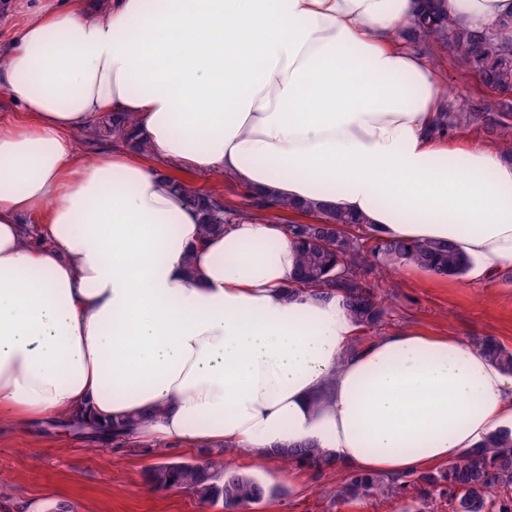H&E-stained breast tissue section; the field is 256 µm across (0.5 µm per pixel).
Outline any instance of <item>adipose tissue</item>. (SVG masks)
Listing matches in <instances>:
<instances>
[{
    "instance_id": "ef3b65f1",
    "label": "adipose tissue",
    "mask_w": 512,
    "mask_h": 512,
    "mask_svg": "<svg viewBox=\"0 0 512 512\" xmlns=\"http://www.w3.org/2000/svg\"><path fill=\"white\" fill-rule=\"evenodd\" d=\"M423 0H71L0 50V421L135 420V438L260 461L310 443L401 476L512 424V375L404 327L349 352L340 298L291 292L266 211L204 237L169 179L340 208L371 233L441 241L472 281L512 268V152L435 131L443 79L398 43ZM477 31L512 0H438ZM146 149L88 154L101 115ZM98 123L91 129L77 136V147L82 151L92 152L95 149L105 146L123 147L121 144L117 146L113 139L101 137L99 133L108 137L116 135L123 144L135 145L141 140L142 134L138 130L136 124L126 116L109 115L108 122L103 124V132L97 130Z\"/></svg>"
}]
</instances>
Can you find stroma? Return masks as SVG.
<instances>
[{"label":"stroma","mask_w":512,"mask_h":512,"mask_svg":"<svg viewBox=\"0 0 512 512\" xmlns=\"http://www.w3.org/2000/svg\"><path fill=\"white\" fill-rule=\"evenodd\" d=\"M453 105L487 96L478 73L463 55L444 64ZM367 283L384 315L361 328L370 343L402 327L431 335L452 334L471 347L491 338L512 350V280L485 285L467 275L437 278L404 265L390 274H372ZM209 450L175 445L155 448L99 437L70 426L67 419L0 423V512H228L223 503L200 502L182 488L156 489L150 471L170 461L199 462ZM233 469L257 477L265 499L235 512H421L413 488L384 498L337 502L347 470L315 471L281 461L259 463L228 453Z\"/></svg>","instance_id":"obj_1"}]
</instances>
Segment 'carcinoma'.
Masks as SVG:
<instances>
[{
  "label": "carcinoma",
  "mask_w": 512,
  "mask_h": 512,
  "mask_svg": "<svg viewBox=\"0 0 512 512\" xmlns=\"http://www.w3.org/2000/svg\"><path fill=\"white\" fill-rule=\"evenodd\" d=\"M400 35L426 49L446 48L464 54L481 75L490 97L464 111L449 106L439 114L437 129L456 130L464 124L476 129L498 131L504 139L512 137V18L498 23L492 31L474 32L439 17L437 7L413 16ZM103 134L115 135L123 144L141 140L136 124L128 117L111 115L103 124ZM172 184L185 193L188 204L200 215L204 236L224 233L225 224L236 214L226 199L215 193L191 188L173 177ZM288 235L297 248L294 291L314 298L342 297V306L360 327L377 323L383 309L366 288V277L388 266L412 264L440 278L467 271L470 260L450 243L408 244L382 238L377 234L360 235L359 218L339 208L323 212L309 222L287 219ZM481 353L493 364L512 373V352L492 339L483 342ZM286 463L302 462L313 468L326 464L322 452L311 444L282 455ZM151 481L158 488L182 487L204 503L218 500L227 507L253 504L266 494L254 477L229 470L224 455L204 464L170 462L155 467ZM418 481L427 485L425 494L436 487L448 489V504L453 512H486L488 499L498 489L512 486V430L502 429L488 435L480 449L467 453L461 462L424 473ZM396 479L383 474L355 471L337 491L343 502L361 499L373 492L385 494Z\"/></svg>",
  "instance_id": "carcinoma-1"
}]
</instances>
